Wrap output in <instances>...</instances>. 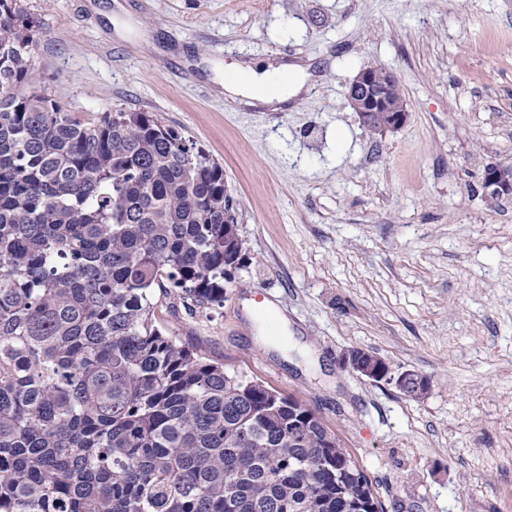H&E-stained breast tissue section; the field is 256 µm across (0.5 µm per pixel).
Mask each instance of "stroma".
Listing matches in <instances>:
<instances>
[{"instance_id": "stroma-1", "label": "stroma", "mask_w": 512, "mask_h": 512, "mask_svg": "<svg viewBox=\"0 0 512 512\" xmlns=\"http://www.w3.org/2000/svg\"><path fill=\"white\" fill-rule=\"evenodd\" d=\"M52 98L150 112L224 168L243 253L224 304L159 325L310 407L386 512H512V0H20ZM306 66L283 108L224 70ZM396 73L408 118L371 133L347 98ZM362 348L419 398L342 369ZM484 187L496 197L512 195V179L506 176L505 168L502 167H492L487 170Z\"/></svg>"}]
</instances>
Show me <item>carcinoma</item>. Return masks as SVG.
<instances>
[{
  "label": "carcinoma",
  "mask_w": 512,
  "mask_h": 512,
  "mask_svg": "<svg viewBox=\"0 0 512 512\" xmlns=\"http://www.w3.org/2000/svg\"><path fill=\"white\" fill-rule=\"evenodd\" d=\"M32 31L0 0V512H383L319 416L156 323L159 292L224 304V168L149 112L63 111Z\"/></svg>",
  "instance_id": "1"
}]
</instances>
